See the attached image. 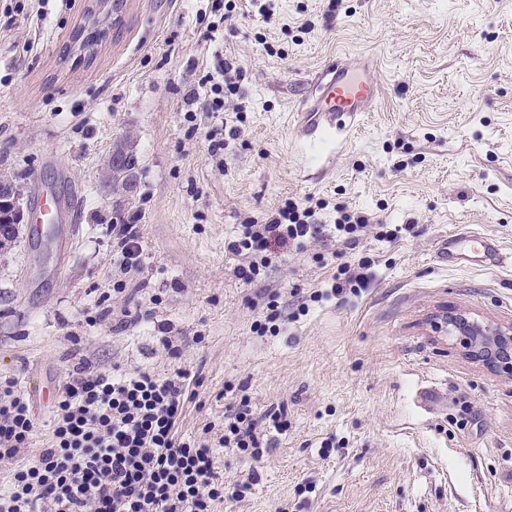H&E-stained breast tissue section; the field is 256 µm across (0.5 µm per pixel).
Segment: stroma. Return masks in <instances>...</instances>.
I'll return each instance as SVG.
<instances>
[{"label":"stroma","mask_w":512,"mask_h":512,"mask_svg":"<svg viewBox=\"0 0 512 512\" xmlns=\"http://www.w3.org/2000/svg\"><path fill=\"white\" fill-rule=\"evenodd\" d=\"M88 4L49 0L40 17L27 0L0 29V171L25 209L38 184L75 203L68 257L28 219L0 247V376L54 391L83 361L183 370L201 381L182 425L195 438L231 391L260 413L283 407L288 429L268 431L261 459L217 449L225 485L251 482L221 512H512V375L435 326L464 311L512 327V265L434 256L461 232L512 254V0H278L266 23L248 0L228 17L212 0H125L93 58L71 50ZM339 54L368 63L381 96L348 135L305 140L289 112ZM229 57L245 66L246 119L218 160L202 78ZM127 135L137 188L103 192ZM291 198L326 202L322 237L243 283L227 248L238 225ZM340 207L373 222L356 247L330 230ZM378 222L409 230L380 240ZM115 224L140 231L125 271ZM363 257L365 292L288 319L295 294ZM271 295L279 333L260 337L251 324ZM424 386L441 394L430 411Z\"/></svg>","instance_id":"1"}]
</instances>
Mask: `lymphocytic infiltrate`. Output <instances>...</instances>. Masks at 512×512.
<instances>
[{"instance_id": "lymphocytic-infiltrate-1", "label": "lymphocytic infiltrate", "mask_w": 512, "mask_h": 512, "mask_svg": "<svg viewBox=\"0 0 512 512\" xmlns=\"http://www.w3.org/2000/svg\"><path fill=\"white\" fill-rule=\"evenodd\" d=\"M243 67L225 61L220 75L206 74V107L224 109L238 93ZM321 226L313 205L287 200L262 224L242 225L228 249L243 258L235 269L244 283L257 280L270 263L271 245L303 247ZM369 259L338 268L326 291L298 299L295 315L323 297L359 294L368 284ZM189 372L161 378L148 371L114 373L76 367L59 386L50 414V438L36 459H27L37 422L29 392L15 377L0 379V462L13 466L0 489V512H215L224 501L214 447L235 448L261 458L262 423L287 430L284 412L257 415L248 396L221 424H207L204 440L186 438L182 424L196 397Z\"/></svg>"}]
</instances>
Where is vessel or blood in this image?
Returning <instances> with one entry per match:
<instances>
[{
	"instance_id": "vessel-or-blood-1",
	"label": "vessel or blood",
	"mask_w": 512,
	"mask_h": 512,
	"mask_svg": "<svg viewBox=\"0 0 512 512\" xmlns=\"http://www.w3.org/2000/svg\"><path fill=\"white\" fill-rule=\"evenodd\" d=\"M311 91L292 113L300 135L313 140L323 133L348 131L369 105L376 101L381 88L366 69L340 59L326 64L310 84ZM71 204L54 192L37 190L32 211L37 219L47 222L64 221ZM441 260L480 262L502 266L506 256L491 238L473 233L453 234L442 239L436 249Z\"/></svg>"
}]
</instances>
